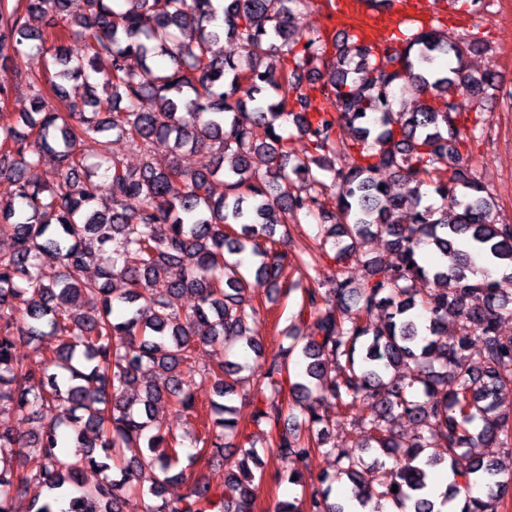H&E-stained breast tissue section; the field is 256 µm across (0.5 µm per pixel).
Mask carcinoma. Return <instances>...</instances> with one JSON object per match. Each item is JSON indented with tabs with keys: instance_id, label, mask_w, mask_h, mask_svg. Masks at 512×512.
<instances>
[{
	"instance_id": "1",
	"label": "carcinoma",
	"mask_w": 512,
	"mask_h": 512,
	"mask_svg": "<svg viewBox=\"0 0 512 512\" xmlns=\"http://www.w3.org/2000/svg\"><path fill=\"white\" fill-rule=\"evenodd\" d=\"M118 2L0 0V63L12 64L29 89L19 113L26 130L0 113V237L10 240L0 248V415L34 423L20 435L0 418V512H14L13 495L32 482L48 495L32 500L29 512H257L250 463L260 455L252 444L238 446L241 463L224 477V498L195 471L177 473L190 481L183 497L165 495L184 440L195 448L191 465L201 469L237 432L233 402L243 366L198 369L194 361L197 347L230 339L263 359L258 375L271 392L256 399L252 424L280 457L301 462L322 447L330 418L318 402L325 401L393 460L390 481L375 486L359 453L328 449L336 474L350 482V498L434 512L424 495L428 470L446 462L452 496L466 497L461 512H499L512 497V471L473 449L477 441L512 445V408L499 399L512 387V336L498 332L512 313V224L495 219L491 196L461 153L478 128L448 96L453 88L478 99L496 72L468 73L463 57L474 44L465 50L433 25L418 27L400 50L388 43L375 50L346 30L330 43L305 39L294 19L310 0H224L221 24L213 0H124V10ZM32 14L46 18L47 29L31 31ZM222 35L248 42V58L214 54ZM75 39L85 50L70 45ZM28 47L51 53L48 93L20 65ZM158 56L172 67L156 68ZM103 57L110 61L104 72ZM411 73L415 108L397 110L396 83ZM94 74L105 98L90 99L92 111L60 94L57 80L87 85ZM51 95L63 107L51 105ZM144 98L154 110L138 107ZM285 116L307 139L300 155L288 152L280 133ZM341 122L355 136L340 144ZM109 132L142 154L140 171L111 153ZM87 141L97 146L94 165L79 153ZM187 147L205 153L195 170L151 163L158 150L176 155ZM340 150L350 162L338 169L327 156ZM44 154L52 169L33 183L26 171ZM381 170L394 174L400 193L380 188ZM320 171L339 188L336 210L321 214L316 245L299 259L314 266L328 255L336 277L327 288L305 290L298 316L315 315L317 335L293 328L288 346L264 358L246 335L256 309L242 254L250 252L255 276L280 287L286 254L273 229L313 209L325 186ZM216 179L224 184L217 198ZM423 186L443 208L421 205ZM131 199L139 206L129 208ZM383 235L397 254L386 270L364 251ZM426 248L438 256L429 265L419 261ZM476 253L506 273H478ZM131 254L134 266L126 263ZM46 257L61 268L51 281L39 272ZM357 263L365 276L355 286L346 272ZM91 265L97 275L89 278ZM418 280L428 287H413ZM187 292L195 295L189 310L182 306ZM24 338L50 344L29 362L17 354ZM294 358L304 365L296 381ZM145 368L158 377L141 395L129 394ZM197 375L218 397L201 430L193 424ZM417 384L422 401L413 394ZM157 402L184 417V436L157 427ZM47 408L55 416L45 422ZM294 409L305 427H280ZM402 420L419 428L406 445L393 430ZM64 444L73 452L61 451ZM30 451L41 459L35 473L20 464ZM86 467L114 477L86 489ZM331 484L321 476L307 495L278 502L274 512H346L330 501ZM476 485L486 497L472 495Z\"/></svg>"
}]
</instances>
